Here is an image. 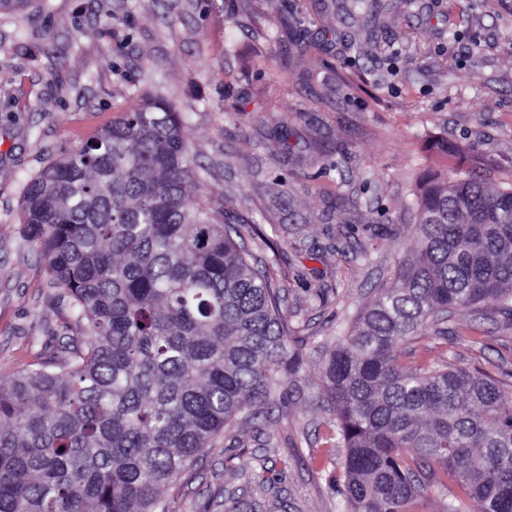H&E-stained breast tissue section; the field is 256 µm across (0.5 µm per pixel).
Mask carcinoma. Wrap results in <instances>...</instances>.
<instances>
[{"instance_id":"cac0c4a2","label":"carcinoma","mask_w":512,"mask_h":512,"mask_svg":"<svg viewBox=\"0 0 512 512\" xmlns=\"http://www.w3.org/2000/svg\"><path fill=\"white\" fill-rule=\"evenodd\" d=\"M181 113L124 112L23 186L22 245L67 312L52 353L0 380V512H168L160 493L239 421L288 415L305 364L283 289L242 225L215 224ZM396 285L326 351L339 512H512V380L401 361L487 300L512 317V188L432 170L415 184ZM455 478L459 493L433 467Z\"/></svg>"}]
</instances>
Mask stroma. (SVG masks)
<instances>
[{"label":"stroma","instance_id":"obj_1","mask_svg":"<svg viewBox=\"0 0 512 512\" xmlns=\"http://www.w3.org/2000/svg\"><path fill=\"white\" fill-rule=\"evenodd\" d=\"M375 15L365 28L359 0H37L0 15L1 380L66 322L20 245L22 184L137 107L134 84L185 115L202 203L258 225L246 245L286 290L305 358L287 416L217 438L162 491L169 512H334L324 348L395 285L434 143L463 146L458 172L478 165L489 188L512 186V6L380 0ZM478 310L449 339L404 345L403 361L512 367V323L496 301Z\"/></svg>","mask_w":512,"mask_h":512}]
</instances>
